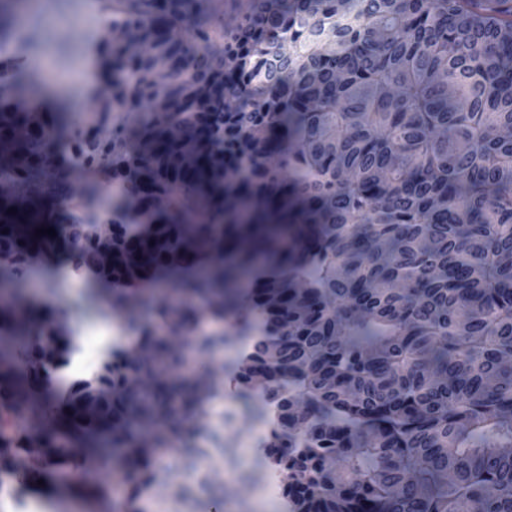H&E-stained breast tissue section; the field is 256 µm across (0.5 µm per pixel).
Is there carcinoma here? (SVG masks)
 Segmentation results:
<instances>
[{"instance_id":"cac0c4a2","label":"carcinoma","mask_w":512,"mask_h":512,"mask_svg":"<svg viewBox=\"0 0 512 512\" xmlns=\"http://www.w3.org/2000/svg\"><path fill=\"white\" fill-rule=\"evenodd\" d=\"M205 2L112 0V30L151 43L173 77L151 111L154 58L100 46L112 138L90 122L72 140L87 167L130 183L114 212L153 211L143 229L114 224L110 275L172 273L199 315L222 319L239 276L268 266L236 373L251 408L278 411L260 463L295 512H512V0H246L224 30ZM28 4L0 0V32ZM44 92L37 70L0 62V182L17 188L0 198V250L15 257L0 265V473L93 489L95 457L134 503L168 479L176 443L219 509L205 465L224 449L186 426L219 387L171 349L192 327L173 304L142 303L143 324L127 296L108 300L148 353L105 366L119 398L59 382L56 289L29 293L51 272L27 253L61 241L82 267L104 243L62 220L53 158L71 107L22 104ZM118 112L148 117L130 129ZM224 344L203 334L191 355Z\"/></svg>"}]
</instances>
